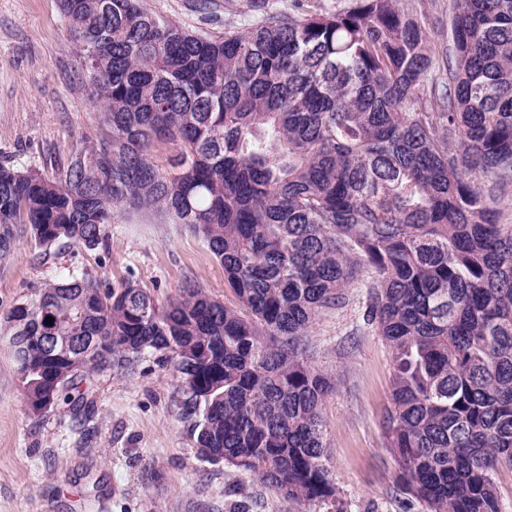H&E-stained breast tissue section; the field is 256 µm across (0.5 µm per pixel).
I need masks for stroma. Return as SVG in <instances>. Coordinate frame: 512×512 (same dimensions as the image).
I'll list each match as a JSON object with an SVG mask.
<instances>
[{"instance_id": "stroma-1", "label": "stroma", "mask_w": 512, "mask_h": 512, "mask_svg": "<svg viewBox=\"0 0 512 512\" xmlns=\"http://www.w3.org/2000/svg\"><path fill=\"white\" fill-rule=\"evenodd\" d=\"M140 2L201 34L223 31L228 19L240 28L252 20L246 0H215L209 13L197 11L195 0ZM105 133L59 0H0V161L43 171ZM72 269L111 289L138 283L162 305L188 285L236 302L201 236L170 217L135 212L110 225L103 249L43 252L19 236L0 262V325ZM368 295L357 284L346 305L315 318L307 336L310 362L334 383L322 416L335 499L297 502L232 464L199 456L173 367L150 353L133 376L107 370L81 384L87 417L64 402L31 415L0 337V512H427L406 490L388 446L393 361L363 320Z\"/></svg>"}]
</instances>
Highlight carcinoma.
Returning a JSON list of instances; mask_svg holds the SVG:
<instances>
[{
	"label": "carcinoma",
	"instance_id": "cac0c4a2",
	"mask_svg": "<svg viewBox=\"0 0 512 512\" xmlns=\"http://www.w3.org/2000/svg\"><path fill=\"white\" fill-rule=\"evenodd\" d=\"M239 31L201 35L139 0H61L88 100L109 134L58 174L0 163V259L19 233L47 250L104 246L131 211L188 224L244 311L190 286L167 305L87 272L48 283L6 318L30 413L87 377L136 372L147 353L202 410L198 453L296 500L336 497L325 459L328 376L310 324L375 273L364 321L389 345L386 430L428 512H500L512 469V0H450L452 44L398 0L335 11L296 0ZM158 142L176 154L161 170ZM93 336L68 352L41 342ZM495 481L499 491L500 512H512V471L508 468L499 469Z\"/></svg>",
	"mask_w": 512,
	"mask_h": 512
}]
</instances>
